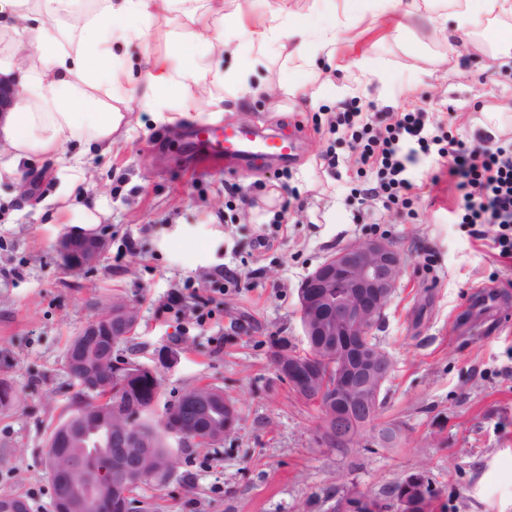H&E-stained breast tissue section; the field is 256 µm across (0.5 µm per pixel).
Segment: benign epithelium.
<instances>
[{"mask_svg":"<svg viewBox=\"0 0 512 512\" xmlns=\"http://www.w3.org/2000/svg\"><path fill=\"white\" fill-rule=\"evenodd\" d=\"M18 101L17 87L0 78V115ZM107 249L101 236H62L57 245L60 265L67 271L94 267ZM403 265L398 246L388 238H371L348 244L327 258L302 282L298 302L303 335L321 336L316 357L303 361L282 350L272 358L277 374L302 402L321 415L320 440L344 448L360 444L370 433L382 444L398 440L402 427L378 423L382 391L392 372L390 356L371 344L370 337L393 297ZM138 311L127 301L114 302L99 316L91 317L66 358V368L88 376L90 390L109 388L107 365L113 362L112 346L86 347L87 340L100 336H124L136 320ZM326 362L334 370L333 381L320 371ZM181 415L163 421L164 434L180 446H193L200 437L189 430L193 414L201 400L195 395H181ZM98 434L95 423L82 411L72 417L44 453V466L58 485L57 512H85L89 488L112 494V477L104 471L88 472L83 462L74 468L58 449L85 444ZM109 435L126 448L143 441L130 428H109Z\"/></svg>","mask_w":512,"mask_h":512,"instance_id":"7a95c632","label":"benign epithelium"}]
</instances>
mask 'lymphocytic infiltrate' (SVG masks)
<instances>
[{
    "mask_svg": "<svg viewBox=\"0 0 512 512\" xmlns=\"http://www.w3.org/2000/svg\"><path fill=\"white\" fill-rule=\"evenodd\" d=\"M343 123L352 138L364 141L358 156L360 173L377 176L376 186L365 189V196L385 209L410 208L409 165L418 154L438 153L447 159L448 174L459 193L453 221L497 225L489 247L501 258H512V141L485 138L468 143L449 131L428 136L419 111L402 113L394 124L377 128L359 109L349 107Z\"/></svg>",
    "mask_w": 512,
    "mask_h": 512,
    "instance_id": "1",
    "label": "lymphocytic infiltrate"
}]
</instances>
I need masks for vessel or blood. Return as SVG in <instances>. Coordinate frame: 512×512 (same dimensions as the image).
Wrapping results in <instances>:
<instances>
[{
  "mask_svg": "<svg viewBox=\"0 0 512 512\" xmlns=\"http://www.w3.org/2000/svg\"><path fill=\"white\" fill-rule=\"evenodd\" d=\"M297 144L263 133L255 126L219 127L202 123L189 129L185 156L198 164L221 163L228 168L244 167L258 159H292Z\"/></svg>",
  "mask_w": 512,
  "mask_h": 512,
  "instance_id": "obj_1",
  "label": "vessel or blood"
}]
</instances>
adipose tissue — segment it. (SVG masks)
Instances as JSON below:
<instances>
[{"instance_id": "1", "label": "adipose tissue", "mask_w": 512, "mask_h": 512, "mask_svg": "<svg viewBox=\"0 0 512 512\" xmlns=\"http://www.w3.org/2000/svg\"><path fill=\"white\" fill-rule=\"evenodd\" d=\"M77 0H0V14L11 20L10 53L0 74L11 76L19 101L0 119V169L21 178V165L56 156L68 171L70 188L55 198L53 221L84 235L102 223L98 200L74 198L85 182L84 157L112 152L132 131L126 117L139 104L154 124L170 122L172 111L197 119L218 105L216 90L233 85L249 94L250 68L224 70V52L237 51L249 38L266 47L290 41L295 69L306 70L322 53L333 54L340 28L373 24L392 0H312L309 15L280 8L256 17H225L223 0H96L76 11ZM406 37L414 48L423 25L448 44L467 36L492 57L512 54V0H403ZM175 14L195 27L199 54L185 58L183 37L170 32L164 51L148 48L147 27ZM144 46L142 61L119 54L120 46ZM200 93L188 95L189 86Z\"/></svg>"}]
</instances>
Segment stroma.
Instances as JSON below:
<instances>
[{
    "mask_svg": "<svg viewBox=\"0 0 512 512\" xmlns=\"http://www.w3.org/2000/svg\"><path fill=\"white\" fill-rule=\"evenodd\" d=\"M399 12L376 28L340 32L331 64L294 70L287 48L269 52L252 76L266 94L236 97L225 88L206 120L262 125L298 139L293 166L259 161L197 173L178 159L188 125H154L137 111L129 139L109 155L85 158L91 193L108 210L96 227L109 246L82 271L59 265L61 224L45 220L62 186L60 163L44 159L24 175L29 194L0 180V378L21 393L0 409V495L28 496L50 512L42 450L74 389L64 368L68 341L115 296L133 303L139 325L121 356L154 368L161 402L199 383L222 388L241 410L238 432L223 443L181 452L167 485L146 490L153 512H330L353 494L385 500L388 490L423 470L444 512H512V261L470 226L453 224L458 193L437 154L410 169L411 209L361 201L359 145L336 139L327 121L345 101L327 84L355 91L378 125L419 110L427 129L452 128L467 142L512 138L487 124L489 112L512 114V57L489 60L477 45L449 52L448 71L421 72L399 36ZM372 60L360 69L361 55ZM299 85L289 94V85ZM336 167H329L328 156ZM304 209L288 207L292 191ZM393 240L405 262L398 288L375 329L394 371L380 422L405 429L401 443L339 451L319 441L321 421L277 376L276 339L303 349L297 310L305 277L342 246L364 238ZM179 312L164 313L172 299ZM176 354L161 365L159 350ZM194 477L192 488L180 482Z\"/></svg>",
    "mask_w": 512,
    "mask_h": 512,
    "instance_id": "obj_1",
    "label": "stroma"
}]
</instances>
